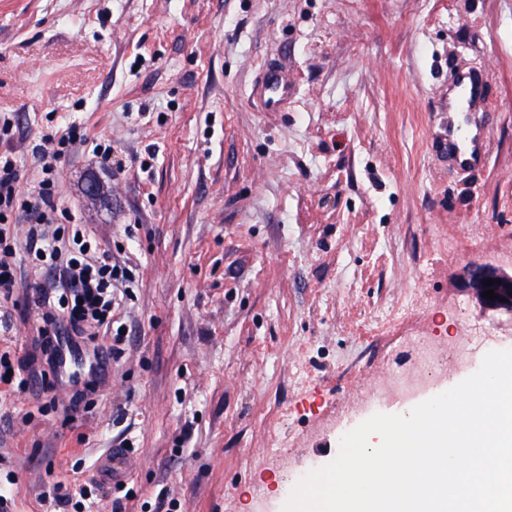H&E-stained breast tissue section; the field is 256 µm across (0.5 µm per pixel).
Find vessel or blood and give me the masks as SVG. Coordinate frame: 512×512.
<instances>
[{
  "label": "vessel or blood",
  "instance_id": "b4317fda",
  "mask_svg": "<svg viewBox=\"0 0 512 512\" xmlns=\"http://www.w3.org/2000/svg\"><path fill=\"white\" fill-rule=\"evenodd\" d=\"M488 72L460 70L453 79V93L448 98V140L444 148L452 162L461 169H471L485 160L486 145L481 127L464 122L462 114L479 111L484 102ZM295 85L287 70L268 64L252 94L269 112L280 110L294 94ZM138 461L126 448H110L98 462V474L108 484H118L137 468Z\"/></svg>",
  "mask_w": 512,
  "mask_h": 512
}]
</instances>
